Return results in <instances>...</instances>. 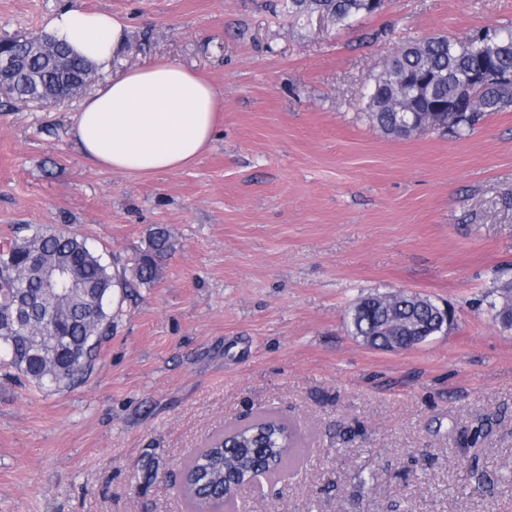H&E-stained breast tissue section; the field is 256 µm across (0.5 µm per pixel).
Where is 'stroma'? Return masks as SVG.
I'll use <instances>...</instances> for the list:
<instances>
[{
	"label": "stroma",
	"mask_w": 512,
	"mask_h": 512,
	"mask_svg": "<svg viewBox=\"0 0 512 512\" xmlns=\"http://www.w3.org/2000/svg\"><path fill=\"white\" fill-rule=\"evenodd\" d=\"M71 5L125 19L124 70L166 60L223 93L191 167L129 177L71 136L82 96H0V244L84 237L131 277L154 225L174 249L114 306L84 378L53 390L0 367V512H198L184 464L263 413L297 463L241 512H512V112L462 135H382L365 88L410 42L512 24V0H387L341 27L283 0H0V34ZM450 306L404 351L351 333L374 292ZM497 478L486 488L466 465Z\"/></svg>",
	"instance_id": "obj_1"
}]
</instances>
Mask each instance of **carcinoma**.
<instances>
[{"instance_id": "carcinoma-1", "label": "carcinoma", "mask_w": 512, "mask_h": 512, "mask_svg": "<svg viewBox=\"0 0 512 512\" xmlns=\"http://www.w3.org/2000/svg\"><path fill=\"white\" fill-rule=\"evenodd\" d=\"M288 12L298 16L326 13L345 25L372 14L367 0H288ZM21 60L14 99H28L30 84H58L59 63L80 75L92 69L66 46L51 50L41 43L15 44ZM488 58L512 75V26L480 29L463 38L433 35L411 43L394 56L368 86L367 108L378 128L387 135H404L408 112L431 114L434 125L462 135L495 112L512 111V81L474 89L477 104L470 112L435 111L432 105L448 102L460 89L478 60ZM173 250L167 229L150 233L146 251L134 261L133 277L142 284L156 279L158 259ZM66 267L76 287L67 283L45 293L35 278V266ZM125 284L108 272L102 255L87 241L66 231H35L16 238L10 251L0 254V363L17 370L39 387H59L78 380L96 359L104 337L112 335L110 299L114 288ZM502 304L496 318L512 326V283L501 287ZM26 306V319L17 325L9 313L16 304ZM351 320L355 336H399L406 342L410 328H435L436 313L415 296L401 292L384 306L376 297L360 302ZM299 453L294 432L284 421L261 416L236 428L201 449L188 464L182 484L184 497L199 508L232 502L240 486L258 472L276 478L285 473Z\"/></svg>"}]
</instances>
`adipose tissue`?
Masks as SVG:
<instances>
[{"label":"adipose tissue","mask_w":512,"mask_h":512,"mask_svg":"<svg viewBox=\"0 0 512 512\" xmlns=\"http://www.w3.org/2000/svg\"><path fill=\"white\" fill-rule=\"evenodd\" d=\"M44 28L103 71L129 34L122 19L81 8L53 12ZM222 98L220 88L170 62L112 73L82 102L73 135L95 167L129 176L176 172L214 142Z\"/></svg>","instance_id":"1"}]
</instances>
